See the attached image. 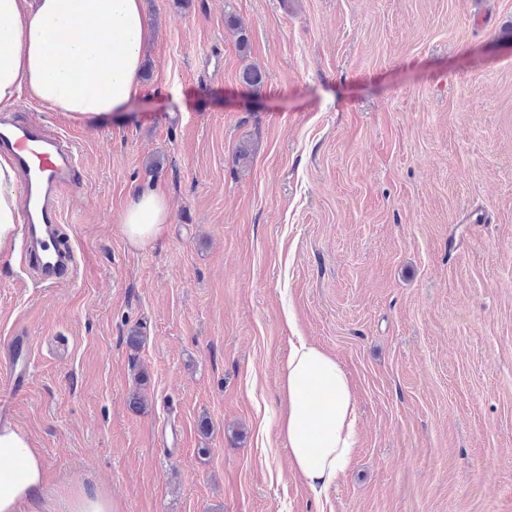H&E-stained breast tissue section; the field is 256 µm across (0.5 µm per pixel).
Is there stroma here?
<instances>
[{"label":"stroma","mask_w":512,"mask_h":512,"mask_svg":"<svg viewBox=\"0 0 512 512\" xmlns=\"http://www.w3.org/2000/svg\"><path fill=\"white\" fill-rule=\"evenodd\" d=\"M145 3L139 100L96 122L6 112L71 138L82 171L61 211L74 282L0 255V369L28 336L13 424L47 472L24 512L79 485L112 512H512V0ZM150 183L168 232L136 248L119 216ZM301 339L358 408L325 500L276 431Z\"/></svg>","instance_id":"obj_1"}]
</instances>
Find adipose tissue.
Wrapping results in <instances>:
<instances>
[{
    "label": "adipose tissue",
    "instance_id": "ef3b65f1",
    "mask_svg": "<svg viewBox=\"0 0 512 512\" xmlns=\"http://www.w3.org/2000/svg\"><path fill=\"white\" fill-rule=\"evenodd\" d=\"M154 19L143 0H0V110L31 98L79 120L122 111L140 93L142 51ZM18 174L0 156V254L13 250L22 221ZM166 194L147 186L120 222L143 247L167 230ZM285 401L277 428L293 468L315 497L328 495L358 445L350 379L336 359L307 341L280 372ZM45 485L40 451L24 431L0 426V512H23Z\"/></svg>",
    "mask_w": 512,
    "mask_h": 512
}]
</instances>
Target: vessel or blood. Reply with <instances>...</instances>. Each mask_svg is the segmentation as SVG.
I'll use <instances>...</instances> for the list:
<instances>
[{
    "mask_svg": "<svg viewBox=\"0 0 512 512\" xmlns=\"http://www.w3.org/2000/svg\"><path fill=\"white\" fill-rule=\"evenodd\" d=\"M0 154L7 156L23 180L21 252L44 287L72 279L76 258L61 242L60 201L64 188L76 185L80 161L62 136L25 121H0ZM28 361L0 372V389L19 391L30 379Z\"/></svg>",
    "mask_w": 512,
    "mask_h": 512,
    "instance_id": "vessel-or-blood-1",
    "label": "vessel or blood"
}]
</instances>
